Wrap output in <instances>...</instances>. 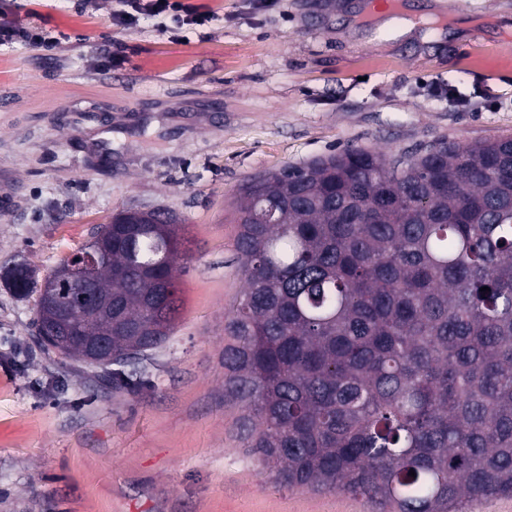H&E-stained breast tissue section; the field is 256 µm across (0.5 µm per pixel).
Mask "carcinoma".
I'll return each instance as SVG.
<instances>
[{
  "label": "carcinoma",
  "mask_w": 512,
  "mask_h": 512,
  "mask_svg": "<svg viewBox=\"0 0 512 512\" xmlns=\"http://www.w3.org/2000/svg\"><path fill=\"white\" fill-rule=\"evenodd\" d=\"M237 213L224 393L261 473L379 512L512 497V137L347 149L253 180ZM176 223L113 215L95 284L112 315L74 317L130 367L118 390L150 385L179 314ZM7 279L33 291L22 265Z\"/></svg>",
  "instance_id": "carcinoma-1"
}]
</instances>
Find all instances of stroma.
<instances>
[{"label":"stroma","mask_w":512,"mask_h":512,"mask_svg":"<svg viewBox=\"0 0 512 512\" xmlns=\"http://www.w3.org/2000/svg\"><path fill=\"white\" fill-rule=\"evenodd\" d=\"M198 2L215 18L183 38L112 26L113 0L0 15L67 36L0 48V267L43 279L127 209L176 215L188 248L181 315L134 392L44 352L34 298L0 284V512H373L273 485L243 445L224 395L236 206L251 178L345 149L512 136V0H402L443 24L428 42L373 30L362 0Z\"/></svg>","instance_id":"35a3bbf8"}]
</instances>
